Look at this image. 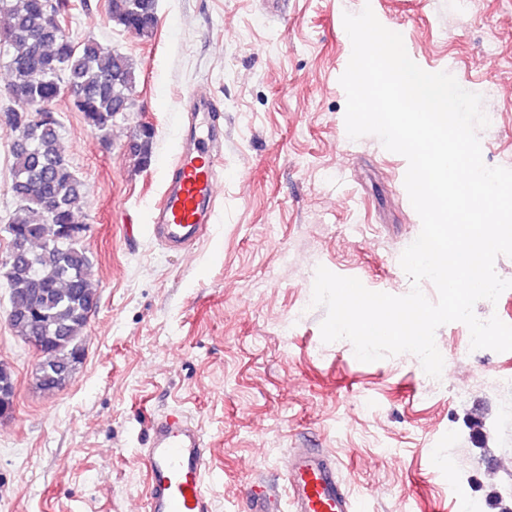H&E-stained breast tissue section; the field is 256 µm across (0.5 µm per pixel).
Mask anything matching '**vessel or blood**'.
Segmentation results:
<instances>
[{
  "label": "vessel or blood",
  "instance_id": "obj_1",
  "mask_svg": "<svg viewBox=\"0 0 512 512\" xmlns=\"http://www.w3.org/2000/svg\"><path fill=\"white\" fill-rule=\"evenodd\" d=\"M217 142L182 148L154 209L153 234L177 249L197 240L214 217ZM148 475L145 512H214L208 491L206 448L198 427L183 413L153 418L143 451ZM289 495L278 501L264 486L249 497V512H353L336 464L312 448L296 449L287 474Z\"/></svg>",
  "mask_w": 512,
  "mask_h": 512
}]
</instances>
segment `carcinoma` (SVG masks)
I'll list each match as a JSON object with an SVG mask.
<instances>
[{"mask_svg": "<svg viewBox=\"0 0 512 512\" xmlns=\"http://www.w3.org/2000/svg\"><path fill=\"white\" fill-rule=\"evenodd\" d=\"M7 22L0 28V63L10 80L0 92L11 112L13 126L5 133L21 132L26 146L11 145L14 209L5 218L9 241L19 239L23 254L0 263V276L9 289L8 321L15 335L38 337L50 355L40 360L36 386L44 391L68 385L82 363L75 350L77 339L98 305L90 284L92 262L86 249L56 235L50 223L56 211L65 224L78 223L85 204L83 183L62 147L60 120L26 126L24 108L39 106L63 91L82 96L78 111L94 130L108 134L117 116L133 108L136 74L124 54L108 50L93 38L75 46L65 30L47 22V0H0ZM112 21L126 31L149 38L157 27L156 0H109ZM27 60L38 70L32 77L14 68ZM133 155L146 167L152 158L154 129L141 124L134 131ZM17 382L10 365L0 362V405L6 395L16 396Z\"/></svg>", "mask_w": 512, "mask_h": 512, "instance_id": "obj_1", "label": "carcinoma"}]
</instances>
